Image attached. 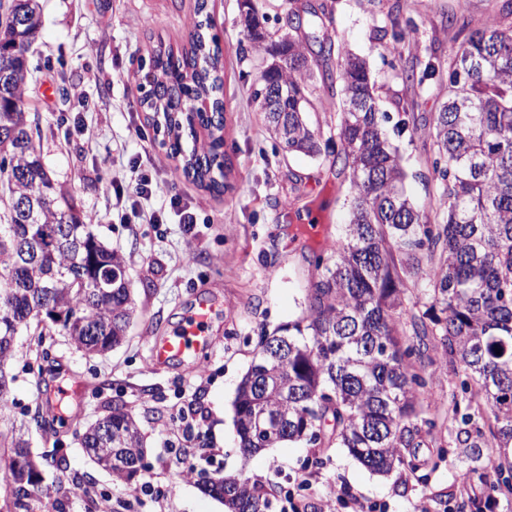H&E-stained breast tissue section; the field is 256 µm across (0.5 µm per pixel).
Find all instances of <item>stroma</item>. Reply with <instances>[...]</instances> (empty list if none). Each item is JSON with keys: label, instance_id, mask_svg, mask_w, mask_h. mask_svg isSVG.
Wrapping results in <instances>:
<instances>
[{"label": "stroma", "instance_id": "35a3bbf8", "mask_svg": "<svg viewBox=\"0 0 512 512\" xmlns=\"http://www.w3.org/2000/svg\"><path fill=\"white\" fill-rule=\"evenodd\" d=\"M210 33L223 51L224 149L230 159L227 187L220 196L205 192L177 174L179 164L164 146L139 105L147 86L139 57L149 44L163 41L174 52L187 49L197 19V0H39L42 32L32 47V78L25 98L27 116L40 129L38 145L51 176L95 219L94 230L126 259V274L136 314L126 342L109 352L85 356L57 330L43 341L17 338L8 365L15 375L16 418L33 416L48 400H63L76 419L53 434L30 428L38 454L62 448L64 471L54 477L64 494L41 499L36 512H98L109 499L111 512H225L223 503L204 492L202 482L217 475H241L271 487L270 512H288L290 502L305 512H322L330 489L347 487L335 512H457L460 476L470 461L456 437L461 421L448 418L441 402L455 392L464 369L458 359L436 355L435 379L424 399L436 404V438L447 454L427 479L404 468L379 475L342 448L283 443L252 456L239 448L233 403L237 386L255 357L263 334L301 316L316 275L303 224L318 216L323 235H338L349 221L346 175L337 173L332 152L316 158L285 156L270 138L264 115L251 97L262 58L249 52L239 0H206ZM512 10V0H336L328 33L363 56L382 111L397 116V101L410 91L404 68L430 57H453L461 39L455 22L466 19L481 29ZM417 28L416 42L394 58L377 31ZM80 97H63V89ZM144 137H137L135 128ZM408 177L407 194L425 205L432 192L427 171L426 130L390 132ZM149 155L159 187L153 209L179 193L198 209L200 222L185 233L177 217L148 224L122 214L109 180L130 187L128 162ZM290 208H283V201ZM215 303L213 345L196 363L152 366L156 337L175 330L197 301ZM59 363L48 376L38 347ZM122 401L139 420L146 442L141 474L131 488L118 487L97 469L75 437ZM194 403L207 418L202 429L186 430L177 414ZM186 449L177 460L175 449Z\"/></svg>", "mask_w": 512, "mask_h": 512}]
</instances>
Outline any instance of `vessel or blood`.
Wrapping results in <instances>:
<instances>
[{
  "mask_svg": "<svg viewBox=\"0 0 512 512\" xmlns=\"http://www.w3.org/2000/svg\"><path fill=\"white\" fill-rule=\"evenodd\" d=\"M213 309L209 302L201 301L190 308L180 327L170 335L156 339L151 348L153 365L189 362L212 346L208 328Z\"/></svg>",
  "mask_w": 512,
  "mask_h": 512,
  "instance_id": "1",
  "label": "vessel or blood"
}]
</instances>
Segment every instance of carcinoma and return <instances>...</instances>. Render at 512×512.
Segmentation results:
<instances>
[{"mask_svg": "<svg viewBox=\"0 0 512 512\" xmlns=\"http://www.w3.org/2000/svg\"><path fill=\"white\" fill-rule=\"evenodd\" d=\"M298 0H281L288 30L265 36L264 16L243 0L251 48L271 57L252 85L270 135L283 151L321 154V143L339 140L334 164L348 171L350 223L316 255L317 277L297 320L263 335L234 401L240 449L251 456L279 443L336 444L376 474L427 464L412 449L430 436L436 420L419 405L433 373L432 355L443 352L464 367L460 389L486 406L488 431L498 448H512V21L468 30L449 64L448 100L428 119L433 196L424 209L407 197V174L387 136L390 115L379 111L366 62L343 46L320 44L302 30ZM42 26L38 0H12L0 22V453L8 478L0 512H33L37 494L58 491L46 482L65 459L37 456L13 418L7 371L16 337L32 323L59 327L68 343L88 355L122 343L135 311L126 287L125 257L94 232V220L47 172L35 143L40 134L26 117L27 52ZM194 23L190 48L180 54L162 45L140 56L152 74L140 99L152 125L174 155L195 125L209 132L205 151L183 155L181 172L203 190L224 192L222 53ZM337 55L342 98L336 124L323 130L306 119L319 58ZM444 62L413 65L402 79L413 88ZM273 86L283 89L269 97ZM208 98L211 109L188 116L189 99ZM402 131L419 120L414 97L398 101ZM108 279L104 289L98 280ZM416 291L423 309L405 304ZM65 419L52 410L36 426L57 432ZM482 430L465 432L473 466L463 476L459 512H484L491 493L512 494V461L479 467ZM93 463L98 448H117L113 481L132 486L143 458L136 417L123 402L79 434ZM226 512H268L266 489L241 475L204 483Z\"/></svg>", "mask_w": 512, "mask_h": 512, "instance_id": "obj_1", "label": "carcinoma"}]
</instances>
